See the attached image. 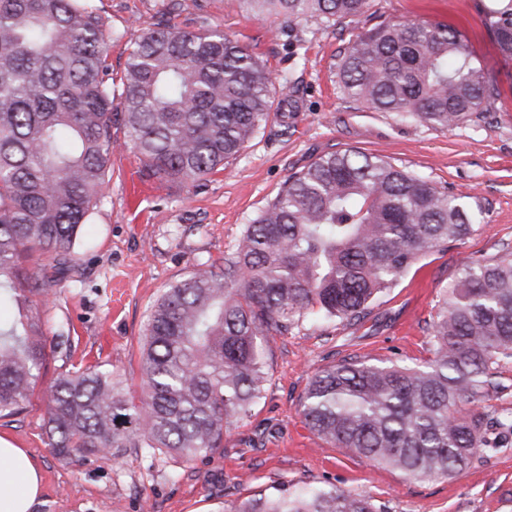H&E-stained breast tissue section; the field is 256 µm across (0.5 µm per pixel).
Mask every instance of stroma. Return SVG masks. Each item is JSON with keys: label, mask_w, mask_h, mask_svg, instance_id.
I'll use <instances>...</instances> for the list:
<instances>
[{"label": "stroma", "mask_w": 512, "mask_h": 512, "mask_svg": "<svg viewBox=\"0 0 512 512\" xmlns=\"http://www.w3.org/2000/svg\"><path fill=\"white\" fill-rule=\"evenodd\" d=\"M486 0H369L364 27L415 19L457 33L486 66L499 97L492 112L445 129L374 112L347 100L336 78L354 26L313 20L287 24L252 16L237 0H94L119 39L105 49L114 71L154 22L187 31L223 30L293 84L294 105L272 111L256 138L202 187L141 180L138 154L122 121L112 126V177L86 234L75 274L58 279L39 309L46 360L27 411L0 418V435L38 460L44 490L34 512H224L260 494L337 486L372 497L383 512H512V433L451 478L409 479L323 442L301 401L321 369L344 359L420 365L432 358L436 296L469 261L512 249V60L482 22ZM353 148L382 155L481 207L464 240L419 259L352 322L307 318L264 344L267 382L248 417L215 453L190 461L119 448L69 464L50 453L42 396L71 364L111 370L132 397L142 395L140 347L147 314L199 263L221 260L284 181L320 156ZM68 339H61V332Z\"/></svg>", "instance_id": "1"}]
</instances>
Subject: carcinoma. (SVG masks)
<instances>
[{
    "instance_id": "1",
    "label": "carcinoma",
    "mask_w": 512,
    "mask_h": 512,
    "mask_svg": "<svg viewBox=\"0 0 512 512\" xmlns=\"http://www.w3.org/2000/svg\"><path fill=\"white\" fill-rule=\"evenodd\" d=\"M292 23L359 22L368 0H239ZM484 22L512 60V0H491ZM107 25L90 0H0V418L27 409L46 343L33 298L53 280L23 263L52 256L75 268L76 244L111 178L112 123L121 116L142 178L201 184L254 139L284 85L218 29L155 23L112 76ZM343 94L375 112L431 128L490 112L497 89L452 31L386 20L340 54ZM122 113H115V101ZM281 103H286L282 98ZM476 212L428 178L354 149L288 176L224 263L204 262L151 308L136 405L112 373L72 366L45 396L49 446L70 462L112 448L191 460L262 398L261 338L307 316L354 321L428 252L461 241ZM433 358L419 366L343 360L312 379L301 403L324 440L414 480L452 477L512 414L477 409L512 361V251L473 260L443 290ZM225 512H382L332 486L232 503Z\"/></svg>"
}]
</instances>
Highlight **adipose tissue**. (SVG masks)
I'll use <instances>...</instances> for the list:
<instances>
[{
  "instance_id": "adipose-tissue-1",
  "label": "adipose tissue",
  "mask_w": 512,
  "mask_h": 512,
  "mask_svg": "<svg viewBox=\"0 0 512 512\" xmlns=\"http://www.w3.org/2000/svg\"><path fill=\"white\" fill-rule=\"evenodd\" d=\"M42 487L34 456L0 436V512H33Z\"/></svg>"
}]
</instances>
